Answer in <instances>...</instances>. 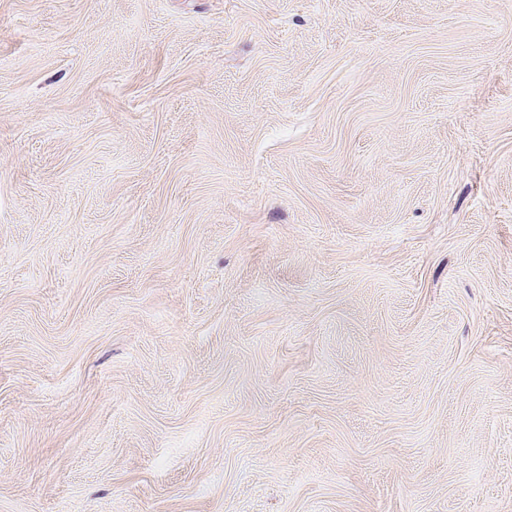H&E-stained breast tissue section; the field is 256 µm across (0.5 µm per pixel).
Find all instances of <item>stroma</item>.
Masks as SVG:
<instances>
[{
  "label": "stroma",
  "mask_w": 512,
  "mask_h": 512,
  "mask_svg": "<svg viewBox=\"0 0 512 512\" xmlns=\"http://www.w3.org/2000/svg\"><path fill=\"white\" fill-rule=\"evenodd\" d=\"M512 512V0H0V512Z\"/></svg>",
  "instance_id": "obj_1"
}]
</instances>
